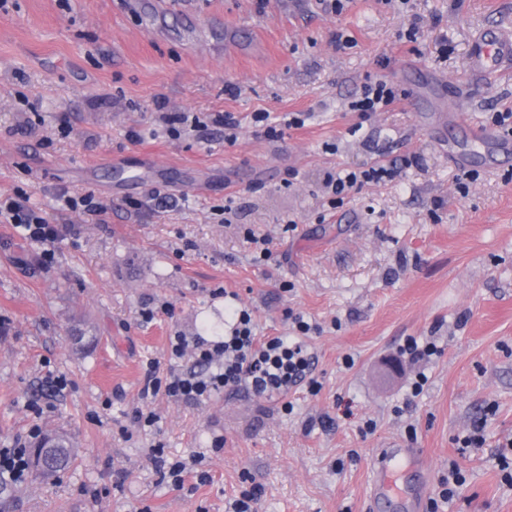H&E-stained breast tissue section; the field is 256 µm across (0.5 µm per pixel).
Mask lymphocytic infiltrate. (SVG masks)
<instances>
[{
    "mask_svg": "<svg viewBox=\"0 0 512 512\" xmlns=\"http://www.w3.org/2000/svg\"><path fill=\"white\" fill-rule=\"evenodd\" d=\"M400 97L395 85L378 76L366 80L350 108L367 117L394 106ZM401 172L397 165L376 163L366 168L326 172L323 185L329 204L334 206L362 185L393 183ZM0 217L22 227L26 238L42 244L55 243L64 230L63 225L50 223L29 209L23 196L1 199ZM235 319L231 335L222 344L197 347L195 369L169 374L163 380L149 376L147 392L162 391L174 399L198 401L224 389L246 385L254 394L273 397L286 394L291 385L302 380L308 360L300 343L282 337L259 340L248 310L237 311Z\"/></svg>",
    "mask_w": 512,
    "mask_h": 512,
    "instance_id": "1",
    "label": "lymphocytic infiltrate"
}]
</instances>
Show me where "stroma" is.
Instances as JSON below:
<instances>
[{"label": "stroma", "instance_id": "1", "mask_svg": "<svg viewBox=\"0 0 512 512\" xmlns=\"http://www.w3.org/2000/svg\"><path fill=\"white\" fill-rule=\"evenodd\" d=\"M500 26L512 0H7L0 194L68 231L46 262L0 223V448L36 425L67 433L76 459L28 473L0 512H232L253 486L258 512H366L393 445L422 450L427 497L461 468L437 512H512V156L469 151L512 112V70L467 66L474 36ZM385 56L403 96L366 120L349 104ZM177 112L233 113L238 139L210 123L170 135ZM258 112L307 120L273 141ZM410 155L395 182L329 207L325 172ZM63 188L93 195L102 219L59 211ZM241 307L262 337L310 324L305 381L277 400H142L150 363L192 368L193 344L223 340ZM410 337L437 355L409 361ZM480 419L483 446L463 447ZM193 456L176 486L170 465Z\"/></svg>", "mask_w": 512, "mask_h": 512}]
</instances>
